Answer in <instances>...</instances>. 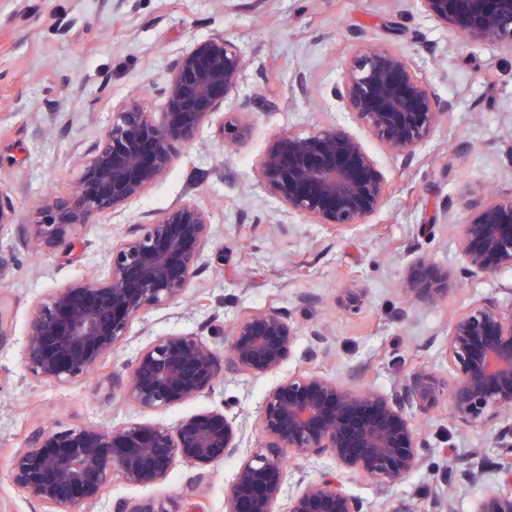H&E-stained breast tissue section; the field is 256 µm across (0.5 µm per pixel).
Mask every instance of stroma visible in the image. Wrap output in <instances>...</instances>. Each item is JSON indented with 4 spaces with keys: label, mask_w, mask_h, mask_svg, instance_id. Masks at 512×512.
<instances>
[{
    "label": "stroma",
    "mask_w": 512,
    "mask_h": 512,
    "mask_svg": "<svg viewBox=\"0 0 512 512\" xmlns=\"http://www.w3.org/2000/svg\"><path fill=\"white\" fill-rule=\"evenodd\" d=\"M221 33L252 60L239 89L248 134L226 145L221 119L178 146L167 174L122 215L91 217L72 246L24 247L25 225L53 198L71 191L80 156L99 138L116 102L133 97L161 114L168 65L178 51ZM407 55L452 109L411 163L391 155L349 121L331 96L341 64L362 45ZM346 125L390 186L388 201L363 223L315 224L287 216L262 185L259 160L276 134ZM0 187L14 203V224L0 229V512H40L11 483L9 459L39 427L173 424L206 410L233 418L237 456L206 471L179 462L159 484L114 480L76 512H112L116 501L152 496L173 512H224L244 458L263 442L259 406L280 377L303 370L312 331L330 338L315 370L361 388L390 391L411 371L448 377L445 347L452 317L483 298L512 305V269L470 276L458 250L470 216L461 195L512 196V55L477 45L416 8L413 0H0ZM190 202L210 218L197 273L180 301L149 310L131 325L132 343L106 354L88 379L60 385L32 377L23 345L33 308L55 289L106 266L128 225ZM448 270L458 287L436 304H411L399 290L413 262ZM362 295L344 304L348 291ZM259 309L290 316L298 337L279 374H226L214 390L174 407L143 411L112 387L138 348L171 332L197 333L216 349L236 318ZM423 465L379 488L343 473L347 490L388 512L410 499L428 512L450 460L478 465L479 482L452 496V512H474L502 480L493 424L465 425L447 398L418 418Z\"/></svg>",
    "instance_id": "35a3bbf8"
}]
</instances>
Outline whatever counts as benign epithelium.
Segmentation results:
<instances>
[{"label": "benign epithelium", "instance_id": "benign-epithelium-1", "mask_svg": "<svg viewBox=\"0 0 512 512\" xmlns=\"http://www.w3.org/2000/svg\"><path fill=\"white\" fill-rule=\"evenodd\" d=\"M420 9L477 43L512 53V0H417ZM253 61L222 34H213L172 60L157 120L133 99L112 106V123L87 151L75 193L50 201L23 242L50 251L72 244L95 214L123 211L169 169L178 144L197 134L235 95ZM331 95L343 111L406 163L451 106L438 99L412 61L385 45L358 48L343 63ZM266 190L288 213L315 224H360L387 196L383 173L361 142L342 126L325 124L302 135L277 134L259 162ZM15 221L10 195L0 191V226ZM210 233L205 211L174 205L147 224L128 225L112 244L105 273L55 289L32 313L24 347L29 373L59 384L88 378L102 357L127 340L132 321L188 290ZM470 275L512 269V198L489 195L471 206L459 240ZM457 283L431 261L408 266L404 294L437 303ZM296 328L278 310L253 311L232 326L221 353L196 334L170 333L138 350L128 376L112 384L141 410L183 404L211 390L222 373L264 377L291 357ZM328 336H310L306 359L328 354ZM448 381L419 370L390 392L364 391L304 370L272 387L260 407L264 443L244 459L224 502L225 512H276L283 493L284 458L330 455L336 464L384 489L423 463L416 418L448 394L462 423H497L504 481L476 512H512V308L486 298L456 314L448 333ZM239 431L226 414L194 413L173 425L129 422L75 429L40 428L10 459L14 487L43 512H74L99 499L118 478L151 487L176 462L201 469L239 452ZM481 471L448 465L431 497V512H451V493L480 479ZM114 512H172L152 497L121 500ZM287 512H370L341 480L325 474L300 482Z\"/></svg>", "mask_w": 512, "mask_h": 512}]
</instances>
